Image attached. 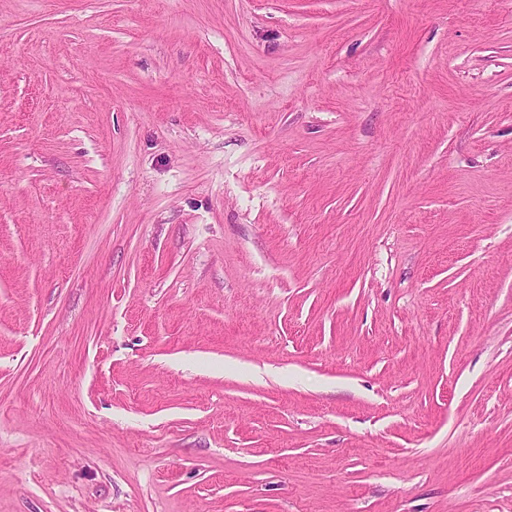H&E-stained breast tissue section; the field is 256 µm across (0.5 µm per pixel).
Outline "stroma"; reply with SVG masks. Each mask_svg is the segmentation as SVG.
Segmentation results:
<instances>
[{
    "instance_id": "1",
    "label": "stroma",
    "mask_w": 512,
    "mask_h": 512,
    "mask_svg": "<svg viewBox=\"0 0 512 512\" xmlns=\"http://www.w3.org/2000/svg\"><path fill=\"white\" fill-rule=\"evenodd\" d=\"M0 512H512V0H0Z\"/></svg>"
}]
</instances>
